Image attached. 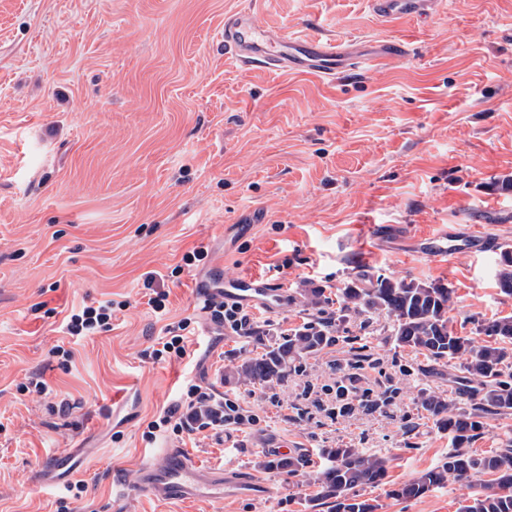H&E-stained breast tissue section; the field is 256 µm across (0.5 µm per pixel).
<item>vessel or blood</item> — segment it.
I'll return each instance as SVG.
<instances>
[{
    "instance_id": "obj_1",
    "label": "vessel or blood",
    "mask_w": 512,
    "mask_h": 512,
    "mask_svg": "<svg viewBox=\"0 0 512 512\" xmlns=\"http://www.w3.org/2000/svg\"><path fill=\"white\" fill-rule=\"evenodd\" d=\"M439 0H374L377 14L390 20L424 18L432 14ZM397 43H383L376 55L350 52L332 40H302L268 30L260 12L248 9L224 19V55L243 65L283 74L310 72L324 78H336L345 71L363 64L387 62L402 55ZM495 241L479 225H471L463 233L440 228L422 242L423 255L441 259L460 252L481 254L493 250ZM206 288L219 287L230 302L256 306L273 313L288 302L287 289L249 277L228 279L208 276ZM269 486L246 481L228 469L201 467L176 448L163 449L156 457L138 466L128 480L121 483L116 497L147 495L168 501L221 499L227 496L265 497Z\"/></svg>"
}]
</instances>
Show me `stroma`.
<instances>
[{
    "instance_id": "stroma-1",
    "label": "stroma",
    "mask_w": 512,
    "mask_h": 512,
    "mask_svg": "<svg viewBox=\"0 0 512 512\" xmlns=\"http://www.w3.org/2000/svg\"><path fill=\"white\" fill-rule=\"evenodd\" d=\"M252 8L292 36L366 51L394 40L405 56L330 81L225 59L227 14ZM512 0H443L427 24L387 22L370 0H0V512H57L84 481L90 512H116L117 481L172 442L146 444L153 416L189 382H208L262 418L206 430L182 450L268 484L265 498L127 499L123 512H331L312 473L260 470L267 440L318 458L355 445L389 457L384 484L359 488L377 512H459L450 482L415 499L392 489L435 466L447 431L421 393L457 399L456 365L396 347L384 319L349 318L337 344L301 360L273 388L228 385L225 367L255 354L254 337L217 335L197 290L214 264L287 289L277 334L314 317L305 288L336 292L356 275L414 278L453 290L450 322L476 336L512 315L501 292L512 251ZM482 226L486 254L433 260L418 238L438 226ZM203 247L199 266L183 254ZM157 273L169 314L196 315L190 357L143 352L162 320L144 275ZM124 303L112 329L73 341L71 308ZM69 359L51 356L54 345ZM371 364L397 395L396 417L330 419L305 391L335 378V360ZM43 380L51 401L20 393ZM73 451L68 479L50 476ZM38 472L47 483H32Z\"/></svg>"
}]
</instances>
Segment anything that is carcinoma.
Returning <instances> with one entry per match:
<instances>
[{
  "label": "carcinoma",
  "mask_w": 512,
  "mask_h": 512,
  "mask_svg": "<svg viewBox=\"0 0 512 512\" xmlns=\"http://www.w3.org/2000/svg\"><path fill=\"white\" fill-rule=\"evenodd\" d=\"M501 263L498 285L512 295V251H504ZM325 292L320 287L304 289L303 303L318 317L269 340L256 336L261 351L225 370L224 383L269 387L282 381L300 359L316 356L336 343L339 323L348 315L383 317L389 321L390 336L397 346L435 361L457 362L466 382L477 384V402L469 412L449 399L429 394L420 398L421 407L452 435L454 447L436 466L403 483L394 495L417 498L452 480L472 489L462 512H512V448L489 455L469 450L488 412L512 410V354L508 351L512 346V316L479 321L477 331L485 339L477 342L450 326L448 310L453 291L444 284L358 277L348 282L334 300ZM332 303L336 310L329 312L327 307ZM321 455L327 463L316 472L315 500L332 505V512H376V505L358 498L356 488L382 484L387 458L353 445L323 448ZM308 464L310 459L303 455L257 461L260 468H276L289 475ZM487 474L494 479H482Z\"/></svg>",
  "instance_id": "carcinoma-1"
}]
</instances>
